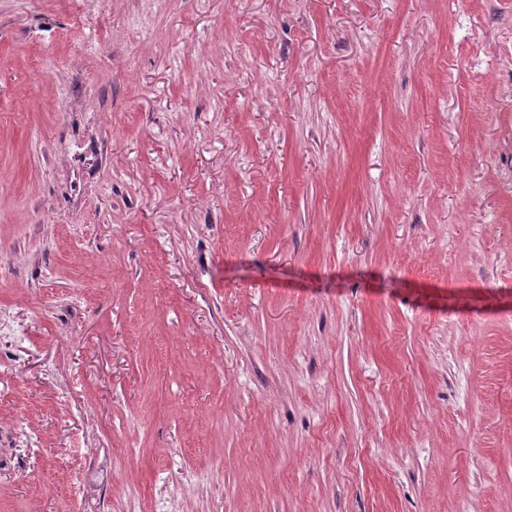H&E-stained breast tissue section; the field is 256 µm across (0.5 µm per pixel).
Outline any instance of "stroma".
<instances>
[{"label":"stroma","mask_w":512,"mask_h":512,"mask_svg":"<svg viewBox=\"0 0 512 512\" xmlns=\"http://www.w3.org/2000/svg\"><path fill=\"white\" fill-rule=\"evenodd\" d=\"M0 512H512V0H0Z\"/></svg>","instance_id":"35a3bbf8"}]
</instances>
